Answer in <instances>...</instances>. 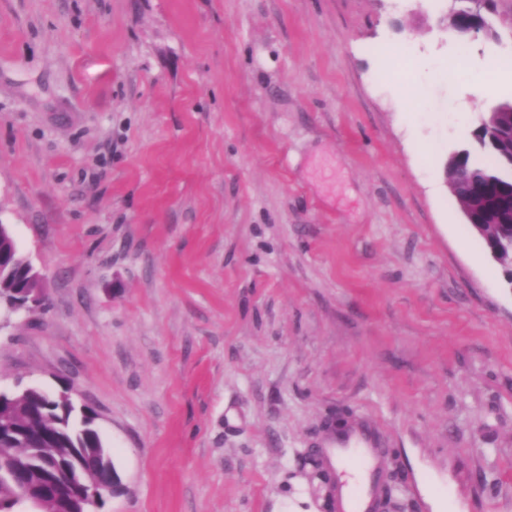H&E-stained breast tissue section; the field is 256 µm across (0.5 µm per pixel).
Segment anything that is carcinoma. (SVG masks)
<instances>
[{"instance_id":"cac0c4a2","label":"carcinoma","mask_w":512,"mask_h":512,"mask_svg":"<svg viewBox=\"0 0 512 512\" xmlns=\"http://www.w3.org/2000/svg\"><path fill=\"white\" fill-rule=\"evenodd\" d=\"M473 0H457L462 14L450 21V32L470 37L476 26L496 36L488 17L473 15ZM495 124L474 131L475 146L463 151L451 172L450 191L479 221L485 210L500 212L502 221L484 225L500 252V264L512 267V101L493 107ZM29 279L13 236L0 238V309L9 317L23 304V290L36 288ZM93 408L76 414L52 392L32 390L0 399V512H59L63 502L35 491L42 485L65 487L88 483L114 469L111 455L92 426Z\"/></svg>"}]
</instances>
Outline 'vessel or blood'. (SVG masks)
<instances>
[{
    "instance_id": "b4317fda",
    "label": "vessel or blood",
    "mask_w": 512,
    "mask_h": 512,
    "mask_svg": "<svg viewBox=\"0 0 512 512\" xmlns=\"http://www.w3.org/2000/svg\"><path fill=\"white\" fill-rule=\"evenodd\" d=\"M318 450L334 477L335 512H382L389 473L381 431L374 421L361 418L345 428L328 430Z\"/></svg>"
}]
</instances>
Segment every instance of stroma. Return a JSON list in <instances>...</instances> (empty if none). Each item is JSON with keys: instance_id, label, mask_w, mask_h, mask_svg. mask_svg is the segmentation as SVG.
<instances>
[{"instance_id": "obj_1", "label": "stroma", "mask_w": 512, "mask_h": 512, "mask_svg": "<svg viewBox=\"0 0 512 512\" xmlns=\"http://www.w3.org/2000/svg\"><path fill=\"white\" fill-rule=\"evenodd\" d=\"M448 5L0 0V224L45 296L0 386L95 410L105 512H331L308 450L363 416L383 512H512V285L444 175L512 101V0L464 42L492 96Z\"/></svg>"}]
</instances>
